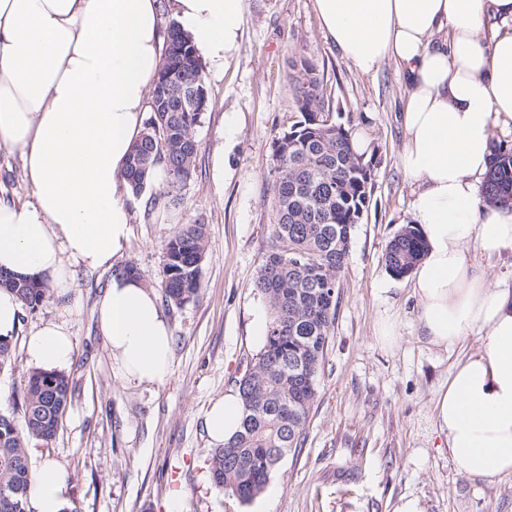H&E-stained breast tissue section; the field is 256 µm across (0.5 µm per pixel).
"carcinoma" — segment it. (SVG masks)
I'll return each instance as SVG.
<instances>
[{
    "label": "carcinoma",
    "mask_w": 512,
    "mask_h": 512,
    "mask_svg": "<svg viewBox=\"0 0 512 512\" xmlns=\"http://www.w3.org/2000/svg\"><path fill=\"white\" fill-rule=\"evenodd\" d=\"M297 120L271 142L275 180L271 244L255 280L270 310L264 345L253 367L235 381L243 402L240 430L212 450V482L249 503L291 451L303 446L305 424L316 396L336 320L338 281L358 219L368 207L371 166L355 150L352 134L324 111L319 70L305 57L289 64ZM153 116L132 147L124 175L132 193L146 188L160 166L170 192L195 170L194 129L208 107L201 58L192 38L176 25L152 91ZM484 201L512 204V147L498 143L481 186ZM206 225L184 224L164 246L165 300L180 306L201 287ZM423 253L418 230L407 225L388 243L386 270L407 276ZM7 288L25 310L35 309L50 288L35 279L6 276ZM14 338L0 337V368L12 364ZM73 396V379L62 371L28 373L21 416L0 413V512H30L32 466L26 452L34 441L57 433Z\"/></svg>",
    "instance_id": "carcinoma-1"
}]
</instances>
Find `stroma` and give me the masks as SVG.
Here are the masks:
<instances>
[{
    "instance_id": "obj_1",
    "label": "stroma",
    "mask_w": 512,
    "mask_h": 512,
    "mask_svg": "<svg viewBox=\"0 0 512 512\" xmlns=\"http://www.w3.org/2000/svg\"><path fill=\"white\" fill-rule=\"evenodd\" d=\"M241 32L228 63L204 69L209 103L178 205L168 203L167 180L151 181L129 201L125 256L110 267H74L73 288L26 312L15 363L0 369V412L13 410L24 387L27 338L53 321L74 339L66 369L74 394L55 438L28 453L33 467L64 472L68 512H395L404 498L418 499L423 512H512L511 476L490 482L456 472L434 420L456 356L423 340L410 279L385 268L416 188L400 163L403 73L390 63L356 71L327 38L313 0H246ZM299 54L320 71L326 110L366 136L372 192L340 277L305 443L245 503L209 482L205 416L262 348L253 319L268 306L254 281L271 237L270 144L297 116L288 60ZM196 222L207 226L200 291L184 305L161 306L171 373L159 383L127 382L99 331L98 300L131 265L162 298L164 245L179 225ZM384 316L398 324L390 347L376 336Z\"/></svg>"
}]
</instances>
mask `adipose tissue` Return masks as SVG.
I'll use <instances>...</instances> for the list:
<instances>
[{"label": "adipose tissue", "mask_w": 512, "mask_h": 512, "mask_svg": "<svg viewBox=\"0 0 512 512\" xmlns=\"http://www.w3.org/2000/svg\"><path fill=\"white\" fill-rule=\"evenodd\" d=\"M245 0H169L201 58L226 64ZM328 38L363 74L387 62L407 78L404 172L417 184L409 216L425 244L411 272L418 327L449 351L470 333L435 405L455 470L512 476V283L489 281L468 245L512 251V208L483 203L497 134L512 132V0H314ZM159 0H0V150L18 153L29 200L0 199V269L65 292L72 267H108L127 251L124 178L162 60ZM97 321L122 376L153 384L171 372L172 336L151 288L113 277ZM68 327L50 322L26 342L30 366L63 370ZM235 393L206 414L214 445L239 429ZM65 475L35 471V512H63Z\"/></svg>", "instance_id": "adipose-tissue-1"}]
</instances>
